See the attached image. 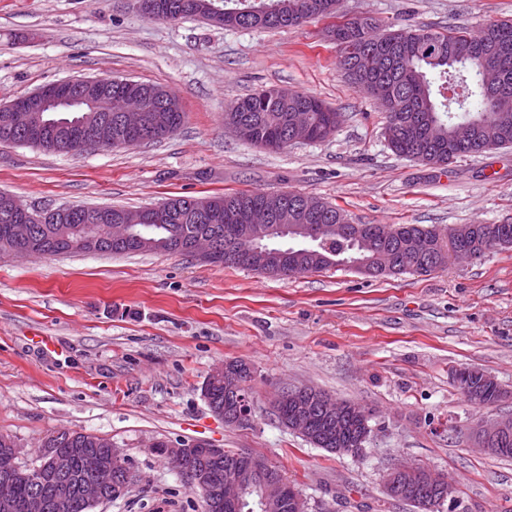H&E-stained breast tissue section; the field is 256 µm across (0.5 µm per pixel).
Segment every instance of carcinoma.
<instances>
[{
  "mask_svg": "<svg viewBox=\"0 0 512 512\" xmlns=\"http://www.w3.org/2000/svg\"><path fill=\"white\" fill-rule=\"evenodd\" d=\"M224 11L235 10L239 17L223 21L225 27L285 29L299 27L310 19L336 17L338 0H213ZM331 28H342L345 37L335 39L339 56L356 49L373 53L375 61L367 71H355L350 79L357 88L372 94L381 92L391 102L385 113L386 124L400 127L412 117L425 130L419 136L411 131L392 141L390 148L396 154L436 166H446L454 160L481 154V144L492 142L495 148L512 145V21L504 20L486 25L478 35L466 31H433L424 27L379 30L370 17H353L336 21ZM493 48L503 50V85L499 91L501 109L487 111L488 103L479 83V70L484 53ZM251 104L243 106V114L252 123L251 132L243 137L247 143L260 145L268 131L283 125L285 116L305 109L313 114L316 138L325 140L336 131L341 113L332 110L315 96L302 92L286 105L272 98L262 101L258 93L246 96ZM483 119L476 127V145L463 147L453 140L454 123ZM269 193L263 191H237L214 196L223 204L224 222L200 224L186 210L188 198L175 196L165 200L175 212L173 221L145 228L148 238L156 245L149 251L171 254H189V243L198 234L212 235L224 252V264L236 268L246 267L242 257L249 254L248 240L235 235L229 216H242L251 207L260 204ZM302 197L299 192H284L290 224H346L342 209L314 196L307 199L315 209L302 214L294 203ZM33 236L59 255L78 251L77 245L88 234L100 242V252L121 254L103 224H34ZM370 240L371 248L363 250V257L392 245V268H377L366 276L429 275L448 265V250L464 251L474 259L498 248V234L512 242V224H461L448 229V238L438 235L435 226L420 224H353ZM352 239L340 233H329L311 250L304 249L293 257L292 273L319 272L332 267L347 266L355 255ZM468 377L477 384L476 394L466 393L468 401L480 408H489L502 398L498 383L478 369H463L456 378ZM204 396L213 408L224 407V382L208 378ZM367 407L353 404L339 415V419L318 417L312 426L310 443L317 448L333 452L335 448H354L361 436L371 431L372 415H364ZM49 447L59 448L69 455L71 472L69 481L76 485L104 462L108 438L82 431H59L47 435ZM238 462V452L227 450L221 461L196 458L193 466H206L213 473L224 474V465ZM55 478L38 488L25 481L16 484L15 512H25L23 505L37 491L50 494ZM46 512H91V506L77 492H72L63 509L50 507Z\"/></svg>",
  "mask_w": 512,
  "mask_h": 512,
  "instance_id": "1",
  "label": "carcinoma"
}]
</instances>
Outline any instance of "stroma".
<instances>
[{
    "mask_svg": "<svg viewBox=\"0 0 512 512\" xmlns=\"http://www.w3.org/2000/svg\"><path fill=\"white\" fill-rule=\"evenodd\" d=\"M340 12L383 29L475 34L512 20V0H340ZM326 26L169 24L137 0H0V105L52 82L118 77L170 90L185 113L170 138L108 152L0 145V191L35 209L296 191L354 224L512 222V147L445 167L396 156L383 108L339 68ZM278 87L341 112L336 132L272 152L225 127L230 105ZM233 358L252 367L254 410L240 426L203 395ZM464 366L493 376L506 397L471 404L453 381ZM305 385L372 408L358 454L328 453L279 424L272 395ZM498 415H512V248L379 278L340 267L272 278L161 252L0 255V432L26 466L62 429L123 448L138 481L92 512H202L199 494L149 450L155 440L262 455L307 512H416L383 490L397 464L454 483L444 512H512V459L473 447L476 422Z\"/></svg>",
    "mask_w": 512,
    "mask_h": 512,
    "instance_id": "stroma-1",
    "label": "stroma"
}]
</instances>
